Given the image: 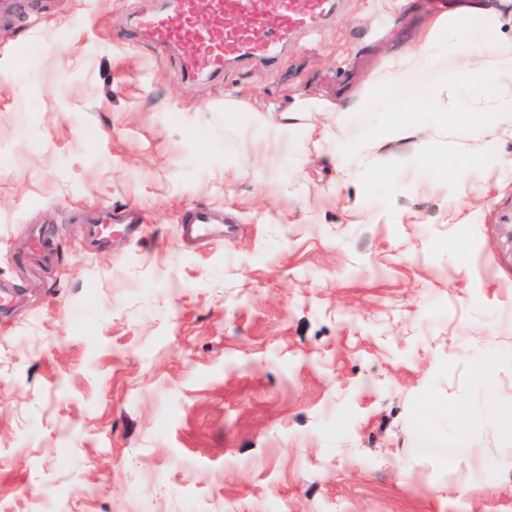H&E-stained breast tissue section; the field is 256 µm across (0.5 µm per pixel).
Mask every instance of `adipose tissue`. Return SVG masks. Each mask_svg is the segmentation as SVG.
<instances>
[{"mask_svg":"<svg viewBox=\"0 0 512 512\" xmlns=\"http://www.w3.org/2000/svg\"><path fill=\"white\" fill-rule=\"evenodd\" d=\"M450 57L464 58L463 68L452 80L433 81L429 60ZM407 75L420 82L421 97L402 100L392 94V87ZM345 109L379 114L421 110L431 114L433 127L451 126L469 139L488 129L512 131V48L503 39L496 0H484L483 5L431 20L418 35L415 46L395 55L381 74L347 102ZM334 111L329 103L298 99L277 120L259 118L251 149L257 155H266L272 134L299 127L307 113ZM423 133V127L414 121H400L363 140L337 145L336 164L345 166L365 154L383 159L391 143H413L421 140Z\"/></svg>","mask_w":512,"mask_h":512,"instance_id":"adipose-tissue-1","label":"adipose tissue"}]
</instances>
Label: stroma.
<instances>
[{
  "label": "stroma",
  "mask_w": 512,
  "mask_h": 512,
  "mask_svg": "<svg viewBox=\"0 0 512 512\" xmlns=\"http://www.w3.org/2000/svg\"><path fill=\"white\" fill-rule=\"evenodd\" d=\"M161 5L0 26V280L27 284L31 225L56 248L0 319V512H512V137L449 129L404 147L446 170L345 175L324 143L283 131L262 161L224 127L228 99L344 103L435 10L345 0L316 48L190 79L133 33ZM93 205L137 208L141 238L86 249ZM200 206L223 242L180 239Z\"/></svg>",
  "instance_id": "stroma-1"
}]
</instances>
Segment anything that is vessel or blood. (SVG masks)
<instances>
[{
	"instance_id": "b4317fda",
	"label": "vessel or blood",
	"mask_w": 512,
	"mask_h": 512,
	"mask_svg": "<svg viewBox=\"0 0 512 512\" xmlns=\"http://www.w3.org/2000/svg\"><path fill=\"white\" fill-rule=\"evenodd\" d=\"M339 7L340 0H172L139 13L135 24L159 52L177 50L187 76L221 78L235 63L276 66L293 41L317 32ZM97 212L96 221L85 226L91 247L109 246L138 231L136 225L119 223L112 207ZM179 233L186 240H223L224 213L193 208L183 216Z\"/></svg>"
}]
</instances>
